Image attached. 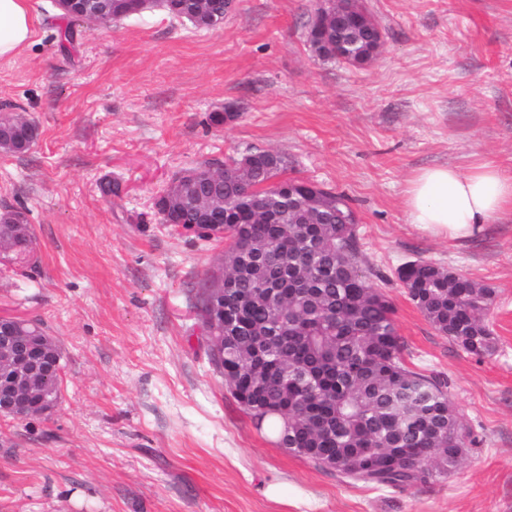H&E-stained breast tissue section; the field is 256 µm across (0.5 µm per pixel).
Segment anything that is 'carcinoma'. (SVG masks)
<instances>
[{
  "label": "carcinoma",
  "instance_id": "1",
  "mask_svg": "<svg viewBox=\"0 0 512 512\" xmlns=\"http://www.w3.org/2000/svg\"><path fill=\"white\" fill-rule=\"evenodd\" d=\"M199 28L224 22V0H200ZM372 37L343 24L331 53L357 58ZM0 134V152L30 149L22 135ZM224 162V183L183 175L157 202L163 223L220 196L224 223L199 232L222 238L224 344L209 346L230 391L257 429L276 443L352 482L387 487L423 484L457 466L467 435L444 386L410 369L388 297L361 266L355 215L343 195L286 176L288 159L255 153L248 176ZM0 250L32 262L26 212H0ZM409 298L435 329L467 353L492 354L496 338L484 316L493 292L465 274L415 259L397 270ZM454 452H449V449Z\"/></svg>",
  "mask_w": 512,
  "mask_h": 512
}]
</instances>
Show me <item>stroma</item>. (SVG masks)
<instances>
[{"label": "stroma", "mask_w": 512, "mask_h": 512, "mask_svg": "<svg viewBox=\"0 0 512 512\" xmlns=\"http://www.w3.org/2000/svg\"><path fill=\"white\" fill-rule=\"evenodd\" d=\"M28 3L36 35L0 60V109L41 137L0 152V206L27 211L36 263H0V314L42 321L63 370L50 412L0 417V512H512V213L451 240L405 204L426 167L512 175V0H362L384 42L361 66L311 52L318 0H234L210 29L154 5L69 43L55 0ZM255 151L346 195L409 367L446 382L468 434L447 474L349 483L257 430L212 364L199 284L226 246L162 223L155 202ZM106 175L119 198L99 194ZM417 258L493 291V355L408 298L397 270Z\"/></svg>", "instance_id": "obj_1"}]
</instances>
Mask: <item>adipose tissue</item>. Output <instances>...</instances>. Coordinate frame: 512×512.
<instances>
[{"instance_id":"obj_1","label":"adipose tissue","mask_w":512,"mask_h":512,"mask_svg":"<svg viewBox=\"0 0 512 512\" xmlns=\"http://www.w3.org/2000/svg\"><path fill=\"white\" fill-rule=\"evenodd\" d=\"M34 35L28 0H0V59L17 54ZM406 194L417 228L452 240L469 238L512 211V176L492 162L465 172L429 167L413 176Z\"/></svg>"}]
</instances>
